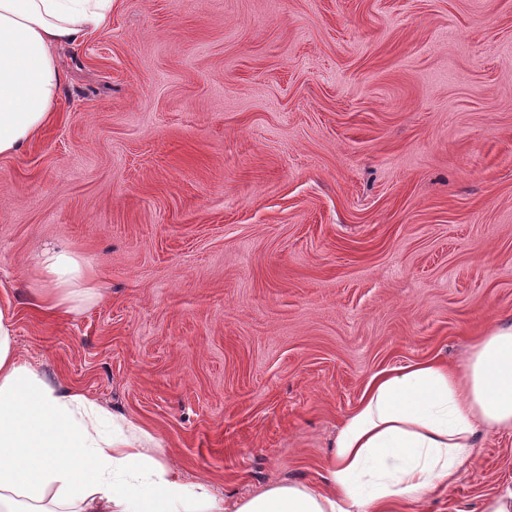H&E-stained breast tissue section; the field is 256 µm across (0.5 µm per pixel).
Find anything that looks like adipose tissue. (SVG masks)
<instances>
[{"instance_id": "ef3b65f1", "label": "adipose tissue", "mask_w": 512, "mask_h": 512, "mask_svg": "<svg viewBox=\"0 0 512 512\" xmlns=\"http://www.w3.org/2000/svg\"><path fill=\"white\" fill-rule=\"evenodd\" d=\"M112 0H0V156L53 118L58 47L105 25ZM39 304L69 314L96 284L66 250L35 258ZM0 304V512H400L455 484L477 436L512 427V324L490 327L464 370L425 360L376 373L341 421L321 484L230 500L183 481L159 439L84 391L47 382L14 346Z\"/></svg>"}]
</instances>
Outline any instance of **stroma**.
Returning <instances> with one entry per match:
<instances>
[{"instance_id":"1","label":"stroma","mask_w":512,"mask_h":512,"mask_svg":"<svg viewBox=\"0 0 512 512\" xmlns=\"http://www.w3.org/2000/svg\"><path fill=\"white\" fill-rule=\"evenodd\" d=\"M56 114L0 157L19 356L160 439L189 483L320 482L382 370L512 322V0H112ZM100 291L34 309V256ZM512 489V430L405 512Z\"/></svg>"}]
</instances>
